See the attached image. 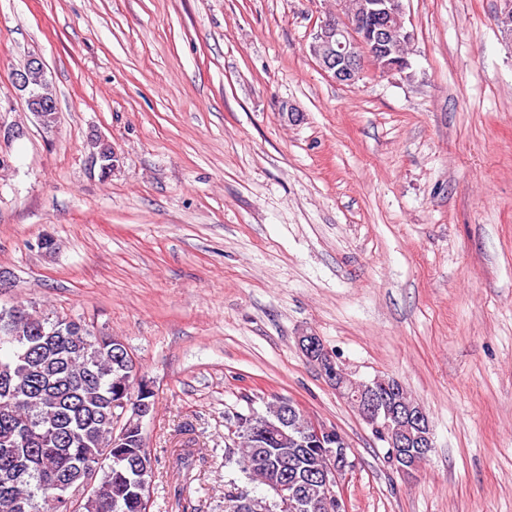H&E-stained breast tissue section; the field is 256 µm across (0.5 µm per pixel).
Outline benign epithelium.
Wrapping results in <instances>:
<instances>
[{
	"instance_id": "7a95c632",
	"label": "benign epithelium",
	"mask_w": 512,
	"mask_h": 512,
	"mask_svg": "<svg viewBox=\"0 0 512 512\" xmlns=\"http://www.w3.org/2000/svg\"><path fill=\"white\" fill-rule=\"evenodd\" d=\"M406 0H362L355 12L348 9V0H336V15L320 20L310 44V52L320 69L339 84H355L371 64L380 74L399 71L393 63L395 44H411L414 33L406 26ZM44 72L41 58L32 56L24 69L15 73L16 85L29 90V74ZM30 111L37 114L43 125L50 126L49 119L55 103L43 97H27ZM298 346L305 357L316 364L328 383L343 398H349L346 385L349 376L337 359L322 343L320 337L305 333L298 337ZM358 394L352 402L353 409L369 425L388 436L391 456H398L401 448H420L429 454L433 448V435L429 419L419 406L397 401L385 407L376 400L370 384L355 385ZM305 436L323 447L320 477L324 483L323 506L348 510V502L342 484L343 478L353 471L355 462L350 460L348 442L336 443V428L325 423H312ZM267 500L262 507L280 504L291 506L299 512L309 509V504L288 493V480L272 477L267 488Z\"/></svg>"
}]
</instances>
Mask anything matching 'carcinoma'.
I'll use <instances>...</instances> for the list:
<instances>
[{
    "instance_id": "cac0c4a2",
    "label": "carcinoma",
    "mask_w": 512,
    "mask_h": 512,
    "mask_svg": "<svg viewBox=\"0 0 512 512\" xmlns=\"http://www.w3.org/2000/svg\"><path fill=\"white\" fill-rule=\"evenodd\" d=\"M125 345L95 335L77 319L51 316L19 303L0 309V512H144L156 459L143 428L135 420L112 433L124 396L135 407L129 384L134 373L119 354ZM272 409L234 422L237 454L224 465H237L249 481L265 484L278 469L298 479L299 492L312 505L321 503L322 484L311 468L319 453L306 443L302 422L288 419V441L276 438L259 454ZM99 480L80 498L70 490ZM55 495L49 506L46 496Z\"/></svg>"
}]
</instances>
